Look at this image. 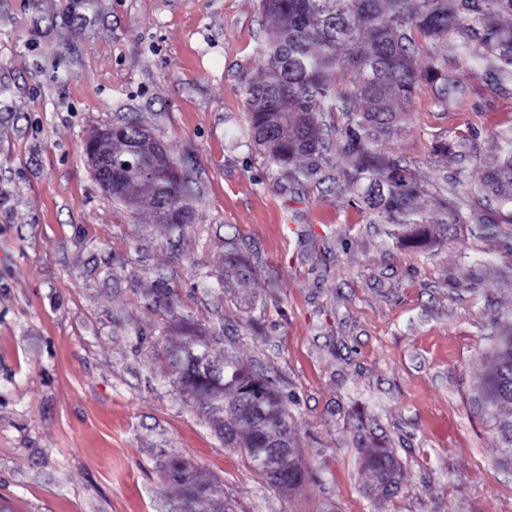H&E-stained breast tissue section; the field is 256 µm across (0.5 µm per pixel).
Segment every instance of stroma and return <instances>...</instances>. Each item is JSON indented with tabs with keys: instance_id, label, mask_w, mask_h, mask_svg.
<instances>
[{
	"instance_id": "obj_1",
	"label": "stroma",
	"mask_w": 512,
	"mask_h": 512,
	"mask_svg": "<svg viewBox=\"0 0 512 512\" xmlns=\"http://www.w3.org/2000/svg\"><path fill=\"white\" fill-rule=\"evenodd\" d=\"M256 0H0V512H168L165 465L214 512H512V455L479 397L512 323V224L474 196L512 128V82L460 57L378 139L424 190L428 247L322 181L281 180L246 134L266 77ZM139 119L198 190L183 235L113 202L83 150ZM464 223L445 224V198ZM238 249L249 292L228 286ZM276 379L311 481L266 482L173 383L176 318ZM392 449L393 495L365 449ZM167 479L179 495L181 509L191 512H212L213 486L210 481L194 474L177 460L169 463Z\"/></svg>"
}]
</instances>
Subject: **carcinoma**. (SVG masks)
<instances>
[{"label": "carcinoma", "instance_id": "obj_1", "mask_svg": "<svg viewBox=\"0 0 512 512\" xmlns=\"http://www.w3.org/2000/svg\"><path fill=\"white\" fill-rule=\"evenodd\" d=\"M266 38L260 52L267 58L270 74L250 81L243 90L251 138L288 181L319 178L328 164L331 133L324 127V112L346 116L336 131L349 159L351 172L343 192L362 199L386 224H396L414 239L424 236L428 220L415 206L422 187L414 173L377 150V134L395 120V103L409 102L421 80H439L437 100L448 108L463 93L460 85L448 84L443 66L448 54L469 57L477 63L484 51L498 52V80H512V27L495 22L497 14L512 13V0H259ZM417 30L427 42L428 63L420 68L418 47L410 36ZM351 78L348 92L335 95L340 72ZM112 140V156L130 160L126 147L150 136L137 119L118 125ZM498 167L481 182L475 193L512 201V134L500 141ZM193 196L187 171L172 162L169 180L159 185L145 173L127 180V208L147 209L168 232L179 234L190 221V208H173L178 199ZM241 288L254 278L251 265L238 257L224 267ZM183 342L169 359L176 371L180 393L200 413L222 414L224 442L239 450L256 472L269 478L264 458L280 428L291 424L287 402L274 381L224 353L213 356L210 337L194 324L181 320ZM493 373L483 383V396L492 408L512 406V328L498 338ZM213 367L207 374L201 362ZM504 447L512 453V416L495 418ZM364 466L376 477L384 495L397 484V464L388 448H370ZM167 479L186 512H212L213 486L186 465L173 460ZM309 479L300 463V452L288 460L291 490Z\"/></svg>", "mask_w": 512, "mask_h": 512}]
</instances>
